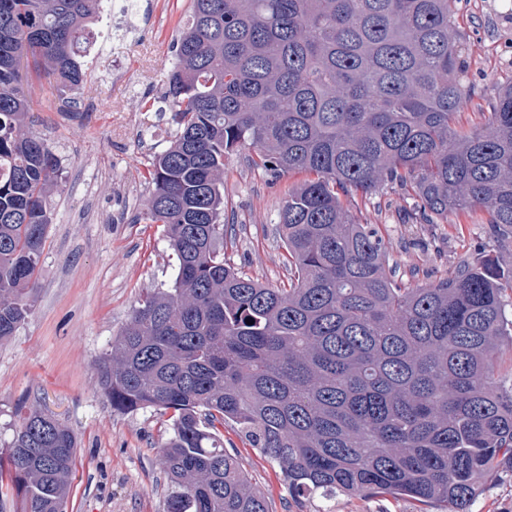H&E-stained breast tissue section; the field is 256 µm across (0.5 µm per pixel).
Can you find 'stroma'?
<instances>
[{
	"label": "stroma",
	"mask_w": 512,
	"mask_h": 512,
	"mask_svg": "<svg viewBox=\"0 0 512 512\" xmlns=\"http://www.w3.org/2000/svg\"><path fill=\"white\" fill-rule=\"evenodd\" d=\"M189 0H140L122 49L95 26L84 60L86 79L72 108L48 81L32 82V128L58 156L63 189L51 197V222L30 316L0 341V449L19 415L38 406L70 428L78 441L67 512H164L166 479L158 445L169 430L153 409L112 411L97 382L99 359L128 322L142 289L170 287L175 257L161 225L141 220L150 195L152 159L170 145L171 112L140 109L161 99L173 64L172 44ZM465 35L467 76L486 97L512 82V0H453ZM297 174L272 180L247 153L224 162V261L242 275L279 287L288 283L279 235L285 192ZM404 202L388 190L349 208L378 225L393 243L401 271L418 266L429 279L446 276L472 254L485 228L452 216L435 224H406ZM224 449L253 484L268 490L271 512H319L323 500L292 498L280 470L233 431ZM333 512H443L435 503L388 495H340ZM471 512H512V475L488 479Z\"/></svg>",
	"instance_id": "1"
}]
</instances>
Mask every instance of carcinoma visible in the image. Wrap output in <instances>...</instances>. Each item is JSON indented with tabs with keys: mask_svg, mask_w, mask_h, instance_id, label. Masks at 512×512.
Here are the masks:
<instances>
[{
	"mask_svg": "<svg viewBox=\"0 0 512 512\" xmlns=\"http://www.w3.org/2000/svg\"><path fill=\"white\" fill-rule=\"evenodd\" d=\"M100 0H0V340L31 311L60 161L30 130L31 75L82 84ZM451 0H191L163 101L176 134L148 172L142 213L177 260L145 291L100 389L120 413L153 408L166 512H269L224 451L231 429L277 463L291 493L386 494L470 512L512 468V384L494 359L512 338V267L478 245L412 287L392 243L343 200L401 190L405 221L450 214L512 236V85L481 122ZM255 154L288 188L279 226L290 283L224 263V160ZM77 441L31 407L0 451L19 512H66Z\"/></svg>",
	"mask_w": 512,
	"mask_h": 512,
	"instance_id": "carcinoma-1",
	"label": "carcinoma"
}]
</instances>
